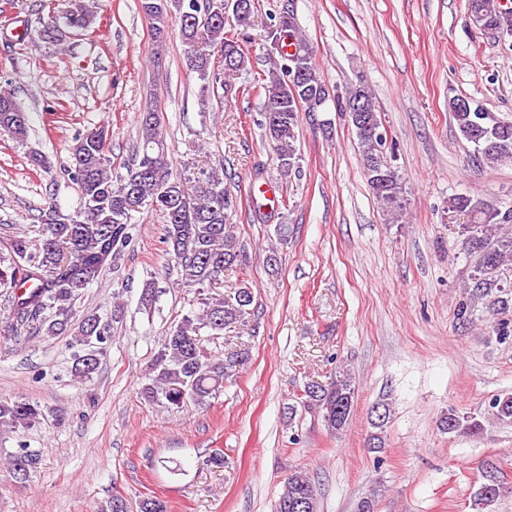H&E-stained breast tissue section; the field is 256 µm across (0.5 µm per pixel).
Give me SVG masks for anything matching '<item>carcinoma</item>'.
<instances>
[{
	"label": "carcinoma",
	"mask_w": 512,
	"mask_h": 512,
	"mask_svg": "<svg viewBox=\"0 0 512 512\" xmlns=\"http://www.w3.org/2000/svg\"><path fill=\"white\" fill-rule=\"evenodd\" d=\"M142 13L152 21L154 38L168 34L169 18L179 20V36L186 65L202 81L199 104L205 111L215 89L226 88V79L247 68L246 40L226 31H246L255 25V0H239L229 18L211 9V0H139ZM474 21L488 30L501 22L497 0H469ZM267 39L279 42L280 62L256 80L251 90L264 97L261 126L273 141L276 166L282 183H288L298 165L295 142L301 113L320 111L330 99L322 80L304 88L292 78L289 64L294 59L316 71L314 51L299 31L292 4L287 2L269 14ZM364 105L365 116L382 125L379 110L369 89L355 85L343 97H335L338 111L353 121L351 106ZM460 135L474 146L473 161L499 164L512 162V121L501 119L481 105L448 108ZM4 137L24 144L29 135L28 114L11 93L0 90V130ZM365 177L384 211L397 221L406 211L405 185L397 167L387 159L385 145L372 136L355 131ZM78 188L81 203L64 212L49 202L39 209V236L5 225L8 256H0V288L11 289L9 314L0 319V337L17 341L36 336H56L77 326L78 341L100 347L78 356L75 375L92 377L103 354L101 345L112 339L111 325L94 314L76 319L74 300L81 290L96 281L103 271L118 264L123 249L132 240V213L142 209L159 211L165 218L166 254L176 267L180 286L194 293L199 310L190 311L174 323L158 342L141 394L151 402L181 409L186 404H203L224 388V383L248 363L244 349L215 357L208 353L201 336L216 335L224 328L246 325L254 294L246 280L235 284L227 296L214 297L212 286L223 280L227 270H242L249 263L244 244L233 233L238 199L224 187V180L193 161L173 173L159 112H142L131 163L126 174L112 171L108 130L90 129L74 138L70 160L63 167ZM448 209L471 214L473 223L458 229L461 249L476 256L471 274V291L454 309L456 324L467 327L476 303L489 302L496 314L512 311V297L504 296L499 272L512 264V233H499L495 224H512V209L500 211L467 195L449 199ZM500 340L512 336L507 319L487 323ZM303 407L314 410L331 434L348 424L353 414L355 387L349 375L336 376L326 385L310 384L303 389ZM488 415L503 425H512V393L493 396ZM43 407L27 398L0 399V428L25 429L38 423ZM448 434L481 438L486 433L484 417L448 410L439 420ZM38 462V454L24 446L9 455V467L17 482L24 481ZM110 501V512H168L166 501L142 497L131 506ZM273 512H319L318 490L300 471L288 475Z\"/></svg>",
	"instance_id": "cac0c4a2"
}]
</instances>
